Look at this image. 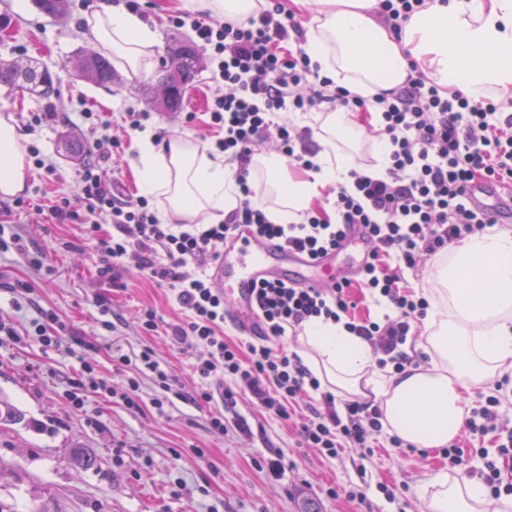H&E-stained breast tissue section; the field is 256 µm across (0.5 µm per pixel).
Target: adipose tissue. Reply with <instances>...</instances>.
I'll return each mask as SVG.
<instances>
[{"mask_svg":"<svg viewBox=\"0 0 512 512\" xmlns=\"http://www.w3.org/2000/svg\"><path fill=\"white\" fill-rule=\"evenodd\" d=\"M191 10L231 22L259 14L268 0H186ZM379 0H313L304 45L312 63L350 93L371 99L403 85L418 62L444 93L502 97L512 93V0H428L394 38L378 20ZM97 48L112 52L132 73L157 52L156 32L136 13L106 0L87 16ZM375 116L336 111L303 116L314 131L313 178L290 174L271 153L253 155L251 169L268 219L296 220L330 184L350 185L352 154ZM24 149L0 123V193L23 185ZM236 163L188 137L154 145L139 142L137 177L142 190L160 198L171 221L215 224L238 205ZM437 303L423 322L429 366L383 372L372 344L343 323L312 320L298 335V354L322 387L378 405L388 433L418 448L453 443L473 388L512 374V229L489 228L449 245L438 264ZM508 500L490 501L484 487L442 472L430 482L426 512H499Z\"/></svg>","mask_w":512,"mask_h":512,"instance_id":"obj_1","label":"adipose tissue"}]
</instances>
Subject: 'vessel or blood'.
Returning a JSON list of instances; mask_svg holds the SVG:
<instances>
[{
    "label": "vessel or blood",
    "mask_w": 512,
    "mask_h": 512,
    "mask_svg": "<svg viewBox=\"0 0 512 512\" xmlns=\"http://www.w3.org/2000/svg\"><path fill=\"white\" fill-rule=\"evenodd\" d=\"M215 287L232 281L236 311L232 321L246 336L261 337L266 327L256 314V290L264 282H282L301 288H320L339 280L329 259H312L297 250L279 249L276 241L252 235L242 227L224 243L212 267Z\"/></svg>",
    "instance_id": "obj_1"
}]
</instances>
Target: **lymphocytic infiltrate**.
Returning a JSON list of instances; mask_svg holds the SVG:
<instances>
[{
	"label": "lymphocytic infiltrate",
	"mask_w": 512,
	"mask_h": 512,
	"mask_svg": "<svg viewBox=\"0 0 512 512\" xmlns=\"http://www.w3.org/2000/svg\"><path fill=\"white\" fill-rule=\"evenodd\" d=\"M171 22L191 27L217 64V90L209 112L213 125L224 132L216 149L239 164L237 208L220 224L160 223L149 198L128 201L116 193L117 181L105 162L122 143L103 136L93 143L98 162L77 172V197L60 194L49 208V218L56 224L82 225L95 239L94 267L100 282L124 288L123 273L132 267L173 294L186 317L170 326L169 339L178 347L194 342L207 350L194 365L199 384L190 398L195 405L212 401L211 382L217 379L225 407L236 406L240 393L249 394L265 413L292 421L303 447L331 457L348 448L378 447L382 413L371 403L340 402L332 393L321 392V406L296 412L297 400L321 391V383L296 353L273 348L271 342L312 319L341 321L372 343L379 368L400 372L414 365L405 346L413 322L426 317L429 302L403 285L400 271L416 268L449 243L493 226V218L469 200L467 190L478 180L498 187L512 185V100L474 101L459 91L446 95L420 72L372 101L350 94L320 75L303 48L278 51V44L289 37L288 28L270 10L236 23L188 14L173 16ZM325 104L334 110L377 114L371 134L387 144L386 173L376 178L351 171V187L328 190L331 215L308 209L298 222L271 223L253 203L256 191L246 169L253 147L257 141H271L298 169L314 170L305 145L307 131H296L281 115ZM102 215L109 218V228L99 223ZM354 224L366 229L371 246L356 279L344 278L322 288L263 284L256 306L266 339L224 338V295L212 288L206 270L230 234L244 225L317 258L335 249ZM386 257L395 258V271L383 269ZM355 288L385 300L392 314L380 323L356 319L351 294ZM115 363L131 368L133 375L122 392L108 385L103 391L109 397L120 396L128 407H137L138 378L145 374L152 375L162 391L154 401L156 409H163L170 395L179 391L151 350L142 351L138 361L121 355ZM507 398L506 384H498L472 409L466 427L476 437L504 433L499 453L511 457L512 427L502 422L499 412Z\"/></svg>",
	"instance_id": "1"
}]
</instances>
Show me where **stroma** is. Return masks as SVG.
Here are the masks:
<instances>
[{"label":"stroma","mask_w":512,"mask_h":512,"mask_svg":"<svg viewBox=\"0 0 512 512\" xmlns=\"http://www.w3.org/2000/svg\"><path fill=\"white\" fill-rule=\"evenodd\" d=\"M101 2L69 0L65 17L50 18L34 0H0V61L37 58L56 75L59 89L58 99L46 102L0 86V112H13L23 145L37 147L45 161L43 169L27 168L38 190L30 205L0 216L6 234L18 238L0 253V281L21 279L32 286L28 292L0 288V321L22 338L0 347V401L16 414L0 421V512H306L310 506L318 512H420L424 484L434 473L455 468L438 449L396 454L379 448L371 455L353 449L332 458L299 447L291 422L262 412L244 394L218 435L209 420L223 411L221 398L203 407L177 398L160 411L153 402L161 391L148 374L139 380L138 408L90 388L82 409L69 407L65 394L82 363L119 391L127 375L116 370L114 355L134 359L146 348L184 392L198 382L193 365L199 347L178 348L164 333L184 317L169 291L133 268L124 275L125 290L113 291L94 276V243L82 225L46 221L56 196L76 191L80 164L63 151L67 138L87 147L104 133L125 139V114L135 110L149 113L147 130L162 139L216 140L207 110L216 89L209 51H201L202 66L178 111H161L154 102L165 45L174 36L195 39L190 28L171 23L184 11L183 0H140L138 13L163 47L148 71H118L106 88L72 77L90 47L85 17ZM87 110L99 114L100 124L82 120ZM41 112L50 113V120L32 124ZM36 256L41 266L33 265ZM101 296L112 302L109 332L100 324ZM145 307L161 319V331L152 336L138 320ZM42 310L68 324L58 348L43 349L34 335L32 322ZM455 445L462 458L455 469L468 474L481 467V451H494L496 437L475 439L464 429ZM77 450L95 457L96 466L78 468L72 460ZM276 455L284 468L272 477L264 462ZM383 484L389 494L380 492ZM351 489L363 492V500L349 501Z\"/></svg>","instance_id":"35a3bbf8"}]
</instances>
